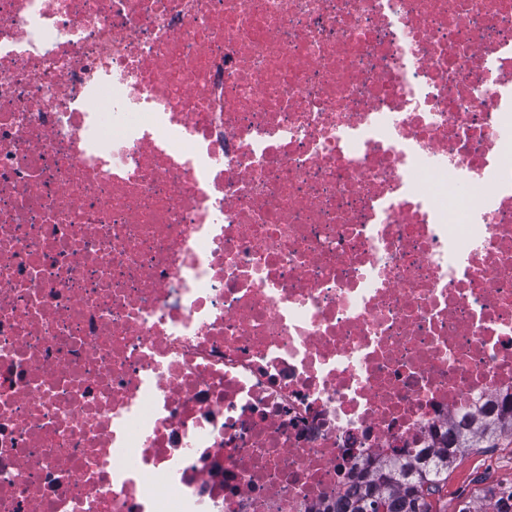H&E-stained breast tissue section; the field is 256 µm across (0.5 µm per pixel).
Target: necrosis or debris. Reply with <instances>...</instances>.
Returning <instances> with one entry per match:
<instances>
[{
	"label": "necrosis or debris",
	"mask_w": 512,
	"mask_h": 512,
	"mask_svg": "<svg viewBox=\"0 0 512 512\" xmlns=\"http://www.w3.org/2000/svg\"><path fill=\"white\" fill-rule=\"evenodd\" d=\"M512 401V0H0V512H316Z\"/></svg>",
	"instance_id": "necrosis-or-debris-1"
}]
</instances>
